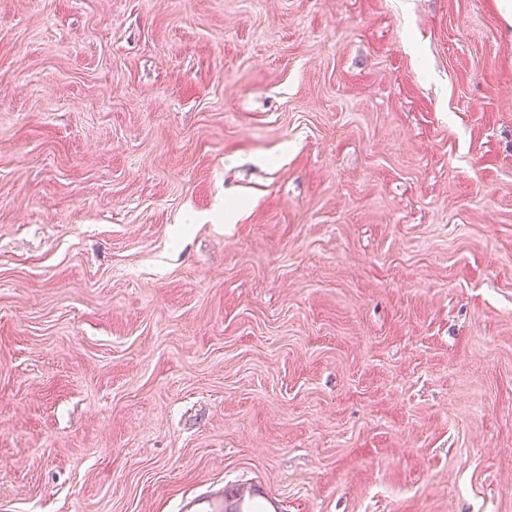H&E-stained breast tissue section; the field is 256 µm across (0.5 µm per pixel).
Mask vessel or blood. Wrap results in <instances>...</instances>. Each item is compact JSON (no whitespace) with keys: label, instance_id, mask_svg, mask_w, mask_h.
I'll return each mask as SVG.
<instances>
[{"label":"vessel or blood","instance_id":"b4317fda","mask_svg":"<svg viewBox=\"0 0 512 512\" xmlns=\"http://www.w3.org/2000/svg\"><path fill=\"white\" fill-rule=\"evenodd\" d=\"M177 512H284L282 501L257 480L241 479L197 496L183 498Z\"/></svg>","mask_w":512,"mask_h":512}]
</instances>
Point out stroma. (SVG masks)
Instances as JSON below:
<instances>
[{
	"label": "stroma",
	"instance_id": "stroma-1",
	"mask_svg": "<svg viewBox=\"0 0 512 512\" xmlns=\"http://www.w3.org/2000/svg\"><path fill=\"white\" fill-rule=\"evenodd\" d=\"M244 477L512 512L496 0H0V512Z\"/></svg>",
	"mask_w": 512,
	"mask_h": 512
}]
</instances>
